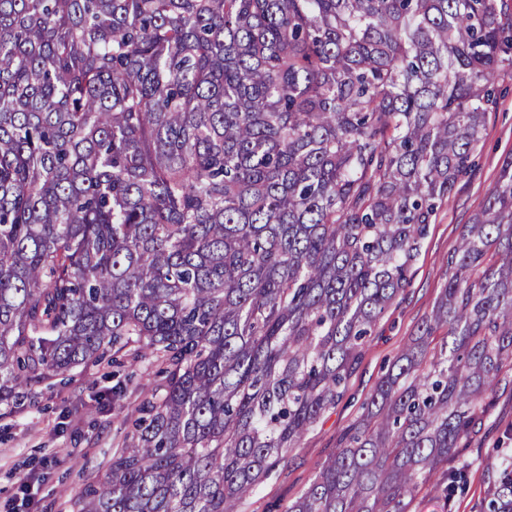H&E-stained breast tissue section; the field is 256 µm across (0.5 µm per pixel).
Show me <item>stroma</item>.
<instances>
[{"label":"stroma","instance_id":"35a3bbf8","mask_svg":"<svg viewBox=\"0 0 512 512\" xmlns=\"http://www.w3.org/2000/svg\"><path fill=\"white\" fill-rule=\"evenodd\" d=\"M494 87L498 109L486 116L471 172L429 226L409 286L378 321L343 397L240 512H283L305 491L430 312L465 225L481 207L503 160L512 156V78L498 76ZM144 369L130 361L116 365L107 356L39 386L35 407L0 417V512H76L78 491L108 470L123 445V417L135 410ZM503 448H512V389L507 387L490 396L488 413L448 460L449 471L467 472L466 486L450 501L451 512H481L491 466Z\"/></svg>","mask_w":512,"mask_h":512}]
</instances>
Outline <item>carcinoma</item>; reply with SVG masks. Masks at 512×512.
<instances>
[{
	"label": "carcinoma",
	"instance_id": "obj_1",
	"mask_svg": "<svg viewBox=\"0 0 512 512\" xmlns=\"http://www.w3.org/2000/svg\"><path fill=\"white\" fill-rule=\"evenodd\" d=\"M508 69L504 0H0L3 415L109 347L165 372L77 512H239L336 408ZM509 364L512 158L284 512H413Z\"/></svg>",
	"mask_w": 512,
	"mask_h": 512
}]
</instances>
